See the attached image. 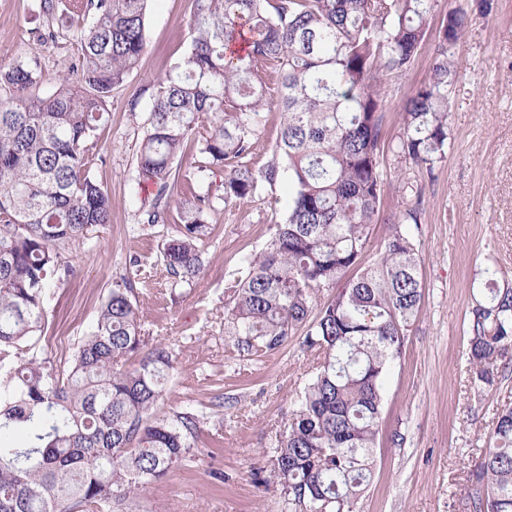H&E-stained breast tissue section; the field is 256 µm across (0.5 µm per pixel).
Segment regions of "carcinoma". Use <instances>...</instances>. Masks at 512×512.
<instances>
[{"label": "carcinoma", "instance_id": "obj_1", "mask_svg": "<svg viewBox=\"0 0 512 512\" xmlns=\"http://www.w3.org/2000/svg\"><path fill=\"white\" fill-rule=\"evenodd\" d=\"M149 0H85L93 20L72 38L71 73L44 97L38 56L0 67V512H140L142 488L195 457L204 415L155 416L176 367L149 343L131 283L112 286L68 367L37 353L50 282L73 272L65 249L110 223L111 199L89 175L112 90L146 45ZM438 0H194L188 49L153 96L137 151L154 188L140 221H168L174 164L192 149L180 227L162 249L171 285L204 273L199 245L220 205L288 184V211L261 254L224 288L228 359L280 349L303 328L316 360L292 417L275 436L269 481L292 512H354L373 474L384 378L405 348L423 296L407 206L374 265L361 268L383 197L389 149L433 173L448 148V86L468 26L442 20L427 81L385 145L386 82L404 75ZM283 121L271 155L254 162L264 114ZM225 171L220 192L207 183ZM344 282L312 315L319 289ZM472 383H498L512 349V284L487 267L468 312ZM470 471L474 512H512V408Z\"/></svg>", "mask_w": 512, "mask_h": 512}]
</instances>
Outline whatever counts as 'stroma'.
I'll return each mask as SVG.
<instances>
[{
	"label": "stroma",
	"instance_id": "35a3bbf8",
	"mask_svg": "<svg viewBox=\"0 0 512 512\" xmlns=\"http://www.w3.org/2000/svg\"><path fill=\"white\" fill-rule=\"evenodd\" d=\"M439 0L438 16L467 13L448 88V150L433 172L384 151L381 211L371 226L364 264L379 256L395 218L423 195L414 236L420 244L423 299L407 344L386 379L382 420L373 451V480L355 512H473L469 470L490 445L492 420L512 406V367L490 390L473 386L465 322L484 268L494 264L512 280V0ZM40 0H0V66L39 56L50 92L77 57L71 32L79 19L59 4L53 15ZM192 0H150L146 48L109 103L111 121L100 138L93 178L112 200L111 221L73 244L74 273L44 295L47 320L41 356L66 362L94 323L116 281H130L147 334L177 357L173 383L159 414L204 410L199 452L187 466L148 485L142 512H288L283 494L263 477L276 431L287 423L313 371L301 334L259 361H231L225 352L224 284L245 257L262 252L283 223L287 195L265 189L255 199L218 208L201 245L205 272L172 289L162 243L175 236L178 210L165 224L138 221L151 187L139 182L136 153L157 84L189 42ZM54 29L56 44H36V30ZM436 31H429L410 70L388 83L383 103L386 140L401 137L400 112L430 74ZM402 445H393L392 434Z\"/></svg>",
	"mask_w": 512,
	"mask_h": 512
}]
</instances>
